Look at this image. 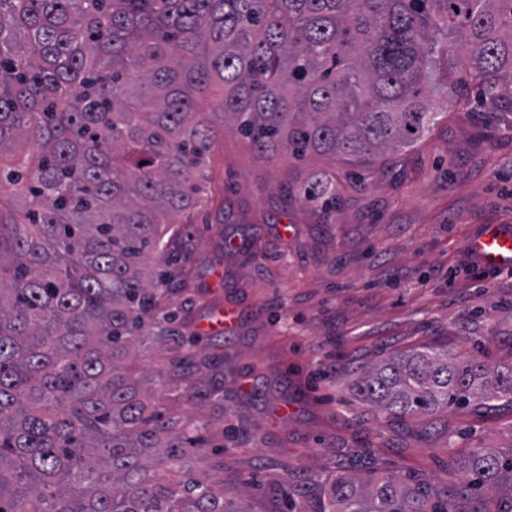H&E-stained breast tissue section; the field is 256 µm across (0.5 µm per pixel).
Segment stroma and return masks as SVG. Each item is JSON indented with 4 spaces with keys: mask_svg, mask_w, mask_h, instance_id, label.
I'll use <instances>...</instances> for the list:
<instances>
[{
    "mask_svg": "<svg viewBox=\"0 0 512 512\" xmlns=\"http://www.w3.org/2000/svg\"><path fill=\"white\" fill-rule=\"evenodd\" d=\"M478 106L449 109L397 162L344 176L341 159L266 162L232 130L214 142L211 198L194 217L191 332L215 365L200 399L165 404L209 421L192 460L242 512H288L280 488L395 474L450 490L449 448L512 447V407L452 408L421 419L377 415L361 368L435 342L512 361V270L468 268L467 240L512 225V112L492 125ZM336 177L343 199L323 224L288 203L298 171ZM237 308L229 331L202 334L208 304Z\"/></svg>",
    "mask_w": 512,
    "mask_h": 512,
    "instance_id": "obj_1",
    "label": "stroma"
}]
</instances>
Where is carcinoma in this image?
Returning a JSON list of instances; mask_svg holds the SVG:
<instances>
[{
	"instance_id": "obj_1",
	"label": "carcinoma",
	"mask_w": 512,
	"mask_h": 512,
	"mask_svg": "<svg viewBox=\"0 0 512 512\" xmlns=\"http://www.w3.org/2000/svg\"><path fill=\"white\" fill-rule=\"evenodd\" d=\"M468 86L512 110V0H0V512H232L190 473L202 427L152 401L172 381L195 392L209 365L167 297L189 279L180 225L205 205L214 138L229 123L269 160L338 156L353 177ZM288 201L327 221L342 203L326 173ZM147 340L168 365L135 374L124 358ZM358 388L398 419L512 406V362L429 344ZM455 468L469 512H512V450ZM298 512L450 510L421 484L341 474Z\"/></svg>"
}]
</instances>
